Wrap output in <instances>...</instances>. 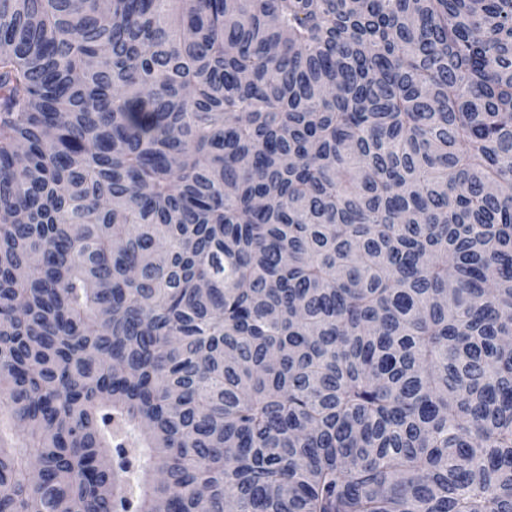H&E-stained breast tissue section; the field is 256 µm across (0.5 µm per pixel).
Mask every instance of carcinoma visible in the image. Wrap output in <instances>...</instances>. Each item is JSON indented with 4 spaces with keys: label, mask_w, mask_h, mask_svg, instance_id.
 Returning a JSON list of instances; mask_svg holds the SVG:
<instances>
[{
    "label": "carcinoma",
    "mask_w": 512,
    "mask_h": 512,
    "mask_svg": "<svg viewBox=\"0 0 512 512\" xmlns=\"http://www.w3.org/2000/svg\"><path fill=\"white\" fill-rule=\"evenodd\" d=\"M229 508L512 512V0H0V512Z\"/></svg>",
    "instance_id": "obj_1"
}]
</instances>
